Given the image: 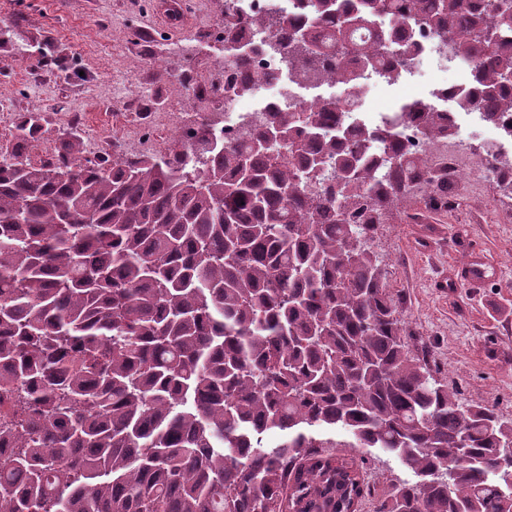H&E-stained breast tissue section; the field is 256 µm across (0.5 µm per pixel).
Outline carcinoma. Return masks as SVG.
Listing matches in <instances>:
<instances>
[{
    "label": "carcinoma",
    "mask_w": 512,
    "mask_h": 512,
    "mask_svg": "<svg viewBox=\"0 0 512 512\" xmlns=\"http://www.w3.org/2000/svg\"><path fill=\"white\" fill-rule=\"evenodd\" d=\"M298 13L224 8V70L272 30L288 83L410 73L433 34L471 85L455 109L512 139V0H296ZM265 73L230 81L250 96ZM0 159V512H359L379 448L417 477L375 512H512L499 472L512 420L462 404L402 339L372 250L379 227L448 174L414 136H455L413 100L376 125L336 98L256 112L233 138L203 117L183 149L107 165L63 138L40 166ZM512 197V153L487 167Z\"/></svg>",
    "instance_id": "1"
}]
</instances>
